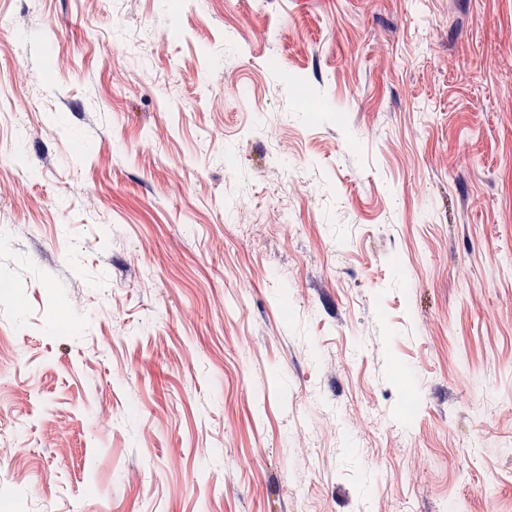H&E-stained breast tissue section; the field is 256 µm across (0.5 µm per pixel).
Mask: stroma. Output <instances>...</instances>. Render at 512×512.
I'll return each instance as SVG.
<instances>
[{"label":"stroma","instance_id":"35a3bbf8","mask_svg":"<svg viewBox=\"0 0 512 512\" xmlns=\"http://www.w3.org/2000/svg\"><path fill=\"white\" fill-rule=\"evenodd\" d=\"M0 99V512H512V0H0Z\"/></svg>","mask_w":512,"mask_h":512}]
</instances>
